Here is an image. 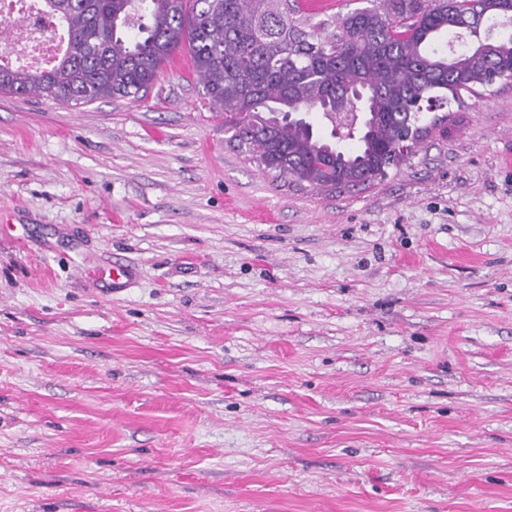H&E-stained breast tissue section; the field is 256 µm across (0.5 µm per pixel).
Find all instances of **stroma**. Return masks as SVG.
Segmentation results:
<instances>
[{"instance_id":"1","label":"stroma","mask_w":512,"mask_h":512,"mask_svg":"<svg viewBox=\"0 0 512 512\" xmlns=\"http://www.w3.org/2000/svg\"><path fill=\"white\" fill-rule=\"evenodd\" d=\"M0 512H512V82L343 191L0 93Z\"/></svg>"}]
</instances>
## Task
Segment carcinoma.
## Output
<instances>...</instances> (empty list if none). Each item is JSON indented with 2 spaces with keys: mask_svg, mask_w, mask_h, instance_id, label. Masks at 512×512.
<instances>
[{
  "mask_svg": "<svg viewBox=\"0 0 512 512\" xmlns=\"http://www.w3.org/2000/svg\"><path fill=\"white\" fill-rule=\"evenodd\" d=\"M67 31L46 70L0 63V92L92 103L137 100L185 49L224 132L266 168L314 188H354L398 170L437 125L423 114L512 81V0H367L308 24L299 0H43ZM367 119L345 141L289 113Z\"/></svg>",
  "mask_w": 512,
  "mask_h": 512,
  "instance_id": "obj_1",
  "label": "carcinoma"
}]
</instances>
